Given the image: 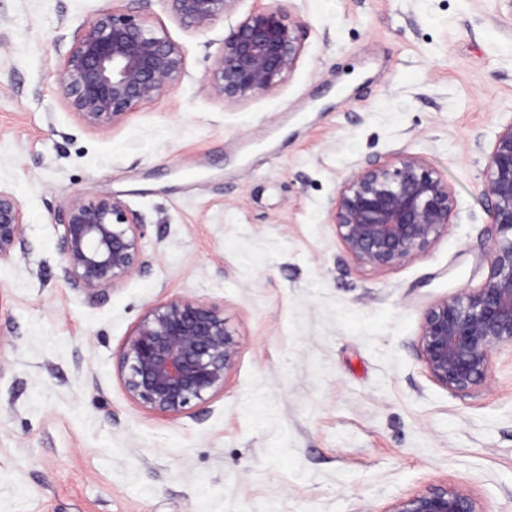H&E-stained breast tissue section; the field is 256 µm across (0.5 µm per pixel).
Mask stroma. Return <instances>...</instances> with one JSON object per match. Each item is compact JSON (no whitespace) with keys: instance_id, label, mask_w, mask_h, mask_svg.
<instances>
[{"instance_id":"1","label":"stroma","mask_w":512,"mask_h":512,"mask_svg":"<svg viewBox=\"0 0 512 512\" xmlns=\"http://www.w3.org/2000/svg\"><path fill=\"white\" fill-rule=\"evenodd\" d=\"M271 3L198 30L168 0H0V187L25 214L0 264V512H382L457 485L512 512V345L463 395L418 350L426 307L489 276L512 0H282L306 25L295 69L216 97L225 35ZM112 9L164 29L185 69L95 130L55 71ZM404 155L447 183L450 224L401 266H354L328 222L338 191ZM89 191L144 221L141 268L94 300L61 272V214ZM174 298L223 311L239 355L223 392L171 420L128 397L120 353Z\"/></svg>"}]
</instances>
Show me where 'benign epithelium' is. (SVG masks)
<instances>
[{"label": "benign epithelium", "mask_w": 512, "mask_h": 512, "mask_svg": "<svg viewBox=\"0 0 512 512\" xmlns=\"http://www.w3.org/2000/svg\"><path fill=\"white\" fill-rule=\"evenodd\" d=\"M174 14L198 29L233 10L237 0H170ZM302 24L280 6L249 13L224 36L209 70L213 93L242 101L277 86L302 52ZM185 57L166 32L115 11L100 13L75 39L56 71L69 107L89 128L108 130L133 109L182 79ZM486 191L500 238L490 251V276L460 288L425 311L419 353L429 377L454 394L481 386L499 346L512 344V123L497 133L488 157ZM448 184L418 156L400 165L370 162L339 190L329 223L361 266L391 268L424 251L450 223ZM24 213L0 188V262L23 245ZM61 269L73 288L94 298L140 263L142 218L113 195L82 193L63 217ZM238 345L224 313L179 298L149 307L121 352L124 387L147 411L185 414L195 400L224 390ZM384 512H485L465 487L430 489L393 500Z\"/></svg>", "instance_id": "1"}]
</instances>
